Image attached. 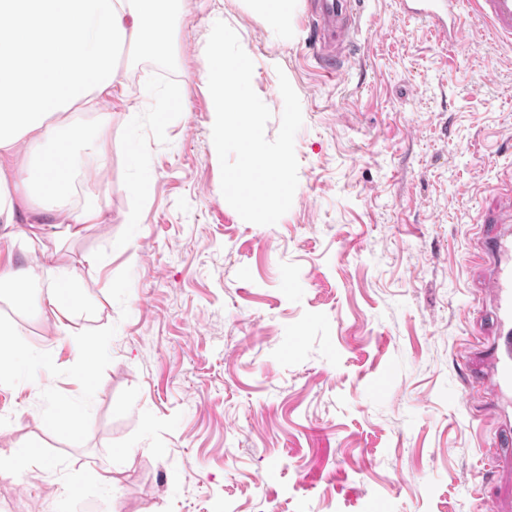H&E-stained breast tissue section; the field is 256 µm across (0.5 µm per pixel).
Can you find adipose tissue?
I'll return each instance as SVG.
<instances>
[{"instance_id":"1","label":"adipose tissue","mask_w":512,"mask_h":512,"mask_svg":"<svg viewBox=\"0 0 512 512\" xmlns=\"http://www.w3.org/2000/svg\"><path fill=\"white\" fill-rule=\"evenodd\" d=\"M175 0H0V241L15 240L21 219L52 216L79 230L102 224L100 206L74 209L71 174L91 188L103 187L92 163L110 134V117L94 126L80 121L98 99L124 84L125 51L168 52L167 18ZM91 160L81 161L78 145ZM40 285L38 300L59 330H67L81 296L69 270L52 256L21 271L0 252V289Z\"/></svg>"}]
</instances>
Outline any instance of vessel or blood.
I'll list each match as a JSON object with an SVG mask.
<instances>
[{
    "label": "vessel or blood",
    "mask_w": 512,
    "mask_h": 512,
    "mask_svg": "<svg viewBox=\"0 0 512 512\" xmlns=\"http://www.w3.org/2000/svg\"><path fill=\"white\" fill-rule=\"evenodd\" d=\"M316 35L324 58L342 63L360 24L362 0H317ZM403 13L426 23L432 34L456 51L472 45L467 17L485 24L495 38L512 43V0H400ZM499 232L482 242L490 267L487 296L495 316L492 341L485 348L482 382L489 387L494 410L512 409V203L498 216Z\"/></svg>",
    "instance_id": "vessel-or-blood-1"
}]
</instances>
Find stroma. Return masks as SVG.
Masks as SVG:
<instances>
[{
  "mask_svg": "<svg viewBox=\"0 0 512 512\" xmlns=\"http://www.w3.org/2000/svg\"><path fill=\"white\" fill-rule=\"evenodd\" d=\"M313 2L294 0L282 38L252 0H180L174 49L134 54L103 107L109 228L16 243V266L53 252L90 306L63 334L36 292L0 302V448L49 462L0 481V512H512V424L467 379L493 326L471 258L512 176V44L473 18L478 48L453 54L398 0H365L328 75ZM219 13L267 139L280 77L301 103L298 187L269 226L221 192L199 79ZM148 84L185 107L151 113ZM63 408L87 428L48 429Z\"/></svg>",
  "mask_w": 512,
  "mask_h": 512,
  "instance_id": "1",
  "label": "stroma"
}]
</instances>
